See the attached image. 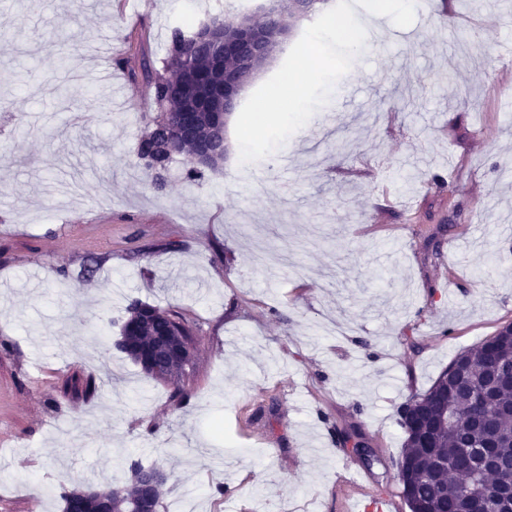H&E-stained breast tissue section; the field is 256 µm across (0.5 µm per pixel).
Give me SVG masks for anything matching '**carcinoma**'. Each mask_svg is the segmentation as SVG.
<instances>
[{
	"label": "carcinoma",
	"mask_w": 512,
	"mask_h": 512,
	"mask_svg": "<svg viewBox=\"0 0 512 512\" xmlns=\"http://www.w3.org/2000/svg\"><path fill=\"white\" fill-rule=\"evenodd\" d=\"M191 32L182 25L171 29V49L164 59L168 69L174 50L187 46ZM151 131L139 150L155 159L143 177L157 190L167 165L181 157L186 181L202 183L207 170L178 152L177 117L150 119ZM193 334L184 315L174 309L134 302L126 309L122 335L140 350L144 337L163 332ZM405 440L397 472L409 512H469L474 500L491 492L500 495L503 512H512V334L503 326L495 335L457 354L433 385L414 393L398 408ZM144 466L131 464L132 478L121 485L107 484L96 494L80 486L62 495L65 512H97L98 495L110 498L113 512H128L138 495L137 477Z\"/></svg>",
	"instance_id": "carcinoma-1"
}]
</instances>
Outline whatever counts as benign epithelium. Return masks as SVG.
I'll return each mask as SVG.
<instances>
[{
  "label": "benign epithelium",
  "mask_w": 512,
  "mask_h": 512,
  "mask_svg": "<svg viewBox=\"0 0 512 512\" xmlns=\"http://www.w3.org/2000/svg\"><path fill=\"white\" fill-rule=\"evenodd\" d=\"M288 29L283 23L256 25L250 16L238 18L228 23L220 18L203 22L190 39L192 51L200 52L209 60L208 71L200 75L187 71L173 88V95L183 102L178 126L179 138L184 140L194 134V117L199 112H222L234 110L245 88V82L230 73L226 64L235 61L247 69L257 59L271 60L278 52ZM227 144L224 128H216V137L201 145L192 156L197 164H211L218 156H226ZM194 344L187 336L155 337L150 351L134 354L145 369L166 380L178 377L177 371L169 367L175 361L181 369H186L193 357ZM168 475L160 468L146 473V492L131 512H156L152 489L166 483Z\"/></svg>",
  "instance_id": "obj_1"
}]
</instances>
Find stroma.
I'll use <instances>...</instances> for the list:
<instances>
[{"label":"stroma","instance_id":"obj_1","mask_svg":"<svg viewBox=\"0 0 512 512\" xmlns=\"http://www.w3.org/2000/svg\"><path fill=\"white\" fill-rule=\"evenodd\" d=\"M70 2L0 0V512H62L133 459L168 474L157 512H352L340 430L409 512L398 407L512 323V0H327L226 118L222 168L191 184L173 163L159 191L144 61L186 15L261 0ZM350 13L375 19L360 56L327 25ZM104 34L122 104L81 79ZM269 104L281 125L253 130ZM135 301L194 326L180 380L115 348Z\"/></svg>","mask_w":512,"mask_h":512}]
</instances>
